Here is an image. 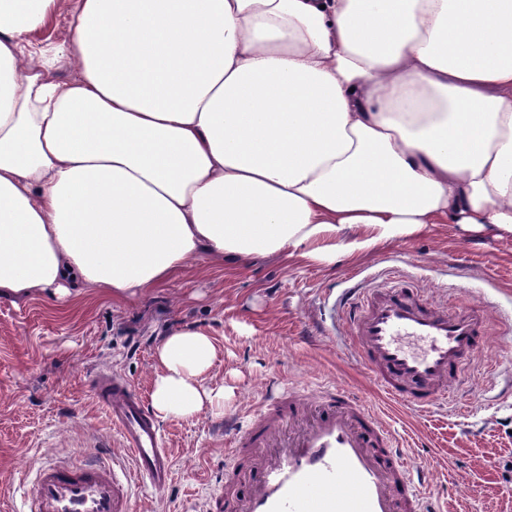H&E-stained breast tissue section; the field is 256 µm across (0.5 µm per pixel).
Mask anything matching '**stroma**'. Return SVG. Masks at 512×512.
Segmentation results:
<instances>
[{"label":"stroma","instance_id":"obj_1","mask_svg":"<svg viewBox=\"0 0 512 512\" xmlns=\"http://www.w3.org/2000/svg\"><path fill=\"white\" fill-rule=\"evenodd\" d=\"M402 275L441 303L486 307L488 342L454 399L426 415L377 392L342 335L327 334L344 288H369ZM201 326L215 337L213 383L224 411L160 423L174 454L161 491L133 488V512H207L225 490L245 493L226 441L255 403L292 386L338 382L384 412L436 478L429 490L450 512H512V237H470L453 225L402 238L357 261L260 259L232 271L206 261L137 302L90 296L60 309L54 301L0 300V512H19L34 475L56 460L123 458L108 412L90 379L114 371L151 392L153 348L168 330Z\"/></svg>","mask_w":512,"mask_h":512}]
</instances>
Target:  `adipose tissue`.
I'll return each instance as SVG.
<instances>
[{"label": "adipose tissue", "mask_w": 512, "mask_h": 512, "mask_svg": "<svg viewBox=\"0 0 512 512\" xmlns=\"http://www.w3.org/2000/svg\"><path fill=\"white\" fill-rule=\"evenodd\" d=\"M59 3L0 0V298L512 236V0H74L34 46ZM153 358L157 417L223 403L207 331Z\"/></svg>", "instance_id": "obj_1"}]
</instances>
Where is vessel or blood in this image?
<instances>
[{
	"label": "vessel or blood",
	"instance_id": "1",
	"mask_svg": "<svg viewBox=\"0 0 512 512\" xmlns=\"http://www.w3.org/2000/svg\"><path fill=\"white\" fill-rule=\"evenodd\" d=\"M341 311L356 364L389 400L418 415L449 400L488 336L482 305L441 304L404 279L348 289ZM93 395L110 414L132 470L42 467L28 512H131L134 483L158 490L169 484L172 454L136 389L101 374ZM250 416L225 451L243 461L250 489L214 500L211 512H427L431 470L413 464L392 425L347 386L292 387L253 406Z\"/></svg>",
	"mask_w": 512,
	"mask_h": 512
}]
</instances>
